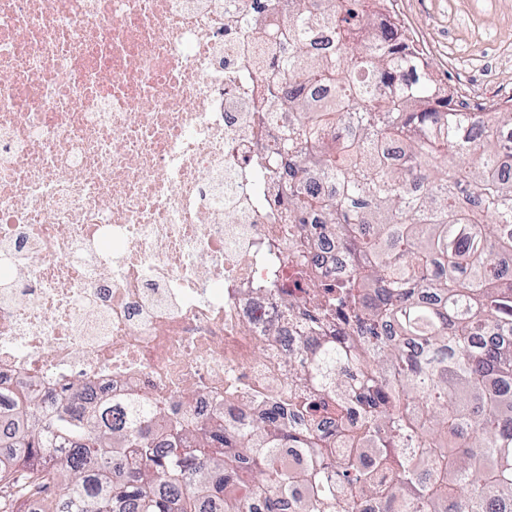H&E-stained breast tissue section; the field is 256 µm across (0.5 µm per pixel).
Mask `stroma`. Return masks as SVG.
I'll list each match as a JSON object with an SVG mask.
<instances>
[{
  "label": "stroma",
  "instance_id": "1",
  "mask_svg": "<svg viewBox=\"0 0 512 512\" xmlns=\"http://www.w3.org/2000/svg\"><path fill=\"white\" fill-rule=\"evenodd\" d=\"M393 10L464 108L512 99V0H394Z\"/></svg>",
  "mask_w": 512,
  "mask_h": 512
}]
</instances>
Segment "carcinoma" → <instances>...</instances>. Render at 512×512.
<instances>
[{
  "mask_svg": "<svg viewBox=\"0 0 512 512\" xmlns=\"http://www.w3.org/2000/svg\"><path fill=\"white\" fill-rule=\"evenodd\" d=\"M281 0L277 17L247 27L288 39L276 61L273 102L299 115L264 173L288 177V221L322 212L342 241L350 278L326 286L314 310L289 304L316 327L336 317V335L288 356V373L306 377L309 396L270 407L254 425L171 420L170 442L150 443L164 416L147 396L89 410L63 392L46 414L36 397L20 402L25 422L12 434L13 464L0 489L23 487L0 512H205L224 496V512H264L303 481L307 512H512V277L498 259L512 255V106L486 112L459 107L429 61L375 0ZM328 23L336 53L305 51L310 32ZM333 96L317 104L313 86ZM443 102L448 110L433 105ZM381 142L401 147L389 163ZM321 170L336 191L307 184ZM356 413L360 431H319L326 409ZM348 442L335 453L331 445ZM376 457L365 463L360 445ZM280 448H305L306 470L284 469ZM127 471L112 479V454ZM66 485L49 494L58 472Z\"/></svg>",
  "mask_w": 512,
  "mask_h": 512,
  "instance_id": "cac0c4a2",
  "label": "carcinoma"
}]
</instances>
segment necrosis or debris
<instances>
[{"mask_svg": "<svg viewBox=\"0 0 512 512\" xmlns=\"http://www.w3.org/2000/svg\"><path fill=\"white\" fill-rule=\"evenodd\" d=\"M271 0H0V389L149 394L199 422L302 396L299 296L347 255L288 221L261 157L288 44L239 17Z\"/></svg>", "mask_w": 512, "mask_h": 512, "instance_id": "obj_1", "label": "necrosis or debris"}]
</instances>
